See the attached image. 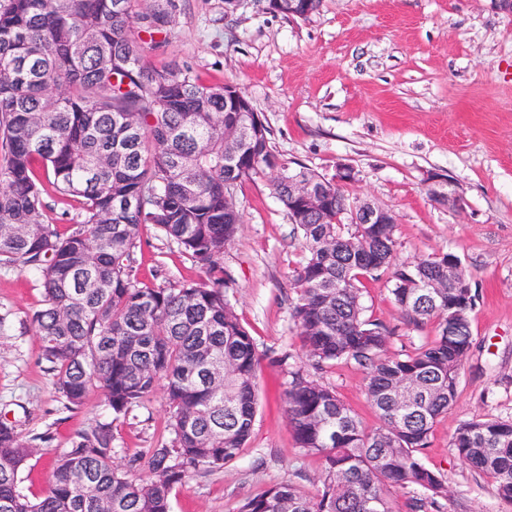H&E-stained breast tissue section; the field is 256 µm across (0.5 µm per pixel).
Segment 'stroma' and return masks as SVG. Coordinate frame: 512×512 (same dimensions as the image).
<instances>
[{
    "label": "stroma",
    "mask_w": 512,
    "mask_h": 512,
    "mask_svg": "<svg viewBox=\"0 0 512 512\" xmlns=\"http://www.w3.org/2000/svg\"><path fill=\"white\" fill-rule=\"evenodd\" d=\"M173 21L160 47L146 50L149 68L190 70L199 82H235L271 131L286 162L332 176L339 164L357 172L350 194L390 209L397 256L404 261L451 252L467 270L476 305L474 344L457 401L434 426L422 463L448 484L441 512H512L487 476L451 446L466 421L512 417V15L487 0H322L306 19L270 12L265 0H174ZM453 187L466 200L457 213L428 193ZM244 224L224 255L235 284L228 291L259 352L300 354L291 310V275L301 238L265 179L236 193ZM134 277L166 286L195 281L199 269L150 225L141 230ZM386 278L365 283L368 316L392 332L389 350L410 352L437 334L435 322L408 327ZM42 290L35 273L0 269V418L25 439L47 437L19 485L29 498L46 489L56 448L91 423L112 424L115 460L132 478L148 476L150 449L168 443L162 392L126 417L113 419L99 391L66 408L30 316ZM366 429L380 421L354 364L322 371ZM285 378L262 361L251 437L220 468L192 471L172 491L173 512H238L242 500L277 483L305 495L320 488L324 462L298 448L281 393Z\"/></svg>",
    "instance_id": "35a3bbf8"
}]
</instances>
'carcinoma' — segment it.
Returning <instances> with one entry per match:
<instances>
[{"mask_svg":"<svg viewBox=\"0 0 512 512\" xmlns=\"http://www.w3.org/2000/svg\"><path fill=\"white\" fill-rule=\"evenodd\" d=\"M134 2L0 0V269L40 276L31 321L66 407L100 390L117 419L160 388L170 446L152 449L151 477L133 480L114 461L112 423L98 421L56 453L48 488L31 499L18 485L39 448L1 420L0 512H171L176 484L201 466H224L250 438L264 356L287 376L288 422L298 447L324 460V478L315 497L280 483L238 512H390V489L408 486L424 494L412 512L439 509L448 486L421 453L456 403L473 347L475 294L460 258L399 260L395 225L354 223L346 185L280 161L256 113L224 110V93H240L235 84L144 66L172 11H136ZM271 170L280 174L267 187L283 207L294 170L325 197L319 214L288 212L303 252L292 317L304 363L287 350L260 354L227 298L224 252L243 223L237 188ZM50 198L79 204L60 214L72 222L66 235L48 218ZM146 224L177 244L201 280H134ZM452 259L454 281L425 297L424 280L448 278ZM379 276L407 325L437 323L433 341L385 355L391 333L361 302L362 280ZM338 363L364 369L381 421L374 430L311 375ZM451 446L512 504V418L465 422Z\"/></svg>","mask_w":512,"mask_h":512,"instance_id":"obj_1","label":"carcinoma"}]
</instances>
